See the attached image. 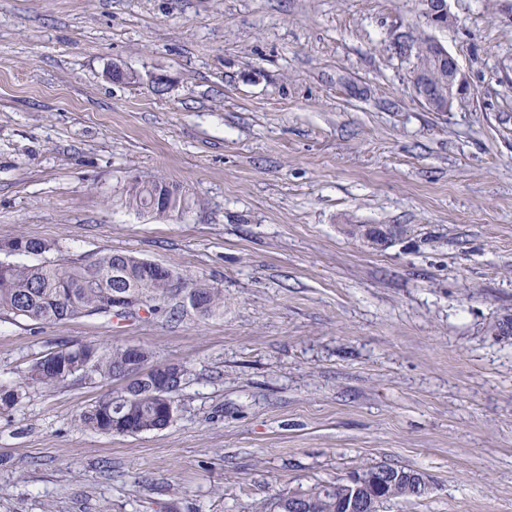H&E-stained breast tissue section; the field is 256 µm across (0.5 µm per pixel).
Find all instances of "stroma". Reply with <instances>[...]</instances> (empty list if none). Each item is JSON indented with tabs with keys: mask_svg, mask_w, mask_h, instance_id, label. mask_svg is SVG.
<instances>
[{
	"mask_svg": "<svg viewBox=\"0 0 512 512\" xmlns=\"http://www.w3.org/2000/svg\"><path fill=\"white\" fill-rule=\"evenodd\" d=\"M448 6L430 29L417 0H0V243L125 251L224 297L0 317V385L24 388L0 512H278L383 463L431 489L382 512H512V0ZM420 35L466 81L450 111L414 90ZM144 176L183 210L126 205ZM86 344L185 366L174 421L91 431L120 381L27 382ZM170 271L179 279L181 280L184 289L188 291L198 290L200 291L202 295V305L200 308L195 309L198 313L201 315H209L211 314L221 303L224 302L223 297H221V294L218 293V291H215L212 288H206L201 285L197 284H191L190 288L188 287V283L186 279L178 272L170 269Z\"/></svg>",
	"mask_w": 512,
	"mask_h": 512,
	"instance_id": "35a3bbf8",
	"label": "stroma"
}]
</instances>
